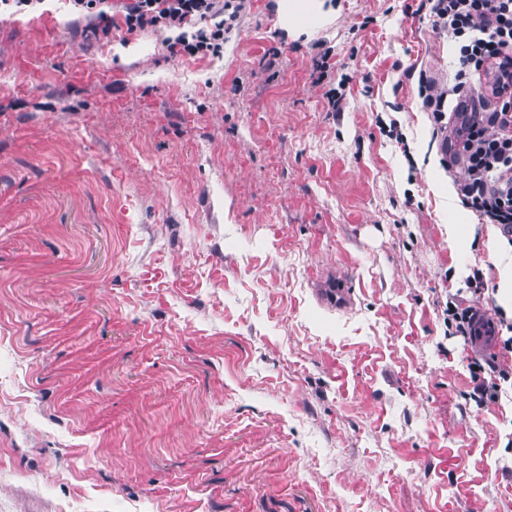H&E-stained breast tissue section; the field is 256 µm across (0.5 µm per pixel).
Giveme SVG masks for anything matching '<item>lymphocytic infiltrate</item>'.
<instances>
[{
  "instance_id": "f902f5d3",
  "label": "lymphocytic infiltrate",
  "mask_w": 512,
  "mask_h": 512,
  "mask_svg": "<svg viewBox=\"0 0 512 512\" xmlns=\"http://www.w3.org/2000/svg\"><path fill=\"white\" fill-rule=\"evenodd\" d=\"M247 0H123L127 33H164L173 54L197 57L224 51V35L246 8ZM433 29L452 42L455 77L468 83L483 74L487 95L482 106L455 99L454 88L424 79L420 94L438 131H452L461 149L463 176L457 183L462 203L482 221L499 226L512 242V112L496 93L512 67V0H425Z\"/></svg>"
}]
</instances>
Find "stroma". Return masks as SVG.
<instances>
[{
	"label": "stroma",
	"mask_w": 512,
	"mask_h": 512,
	"mask_svg": "<svg viewBox=\"0 0 512 512\" xmlns=\"http://www.w3.org/2000/svg\"><path fill=\"white\" fill-rule=\"evenodd\" d=\"M112 18L0 10V512H512V386L476 403L440 320L512 252L423 107L456 61L420 0H249L201 58Z\"/></svg>",
	"instance_id": "35a3bbf8"
}]
</instances>
